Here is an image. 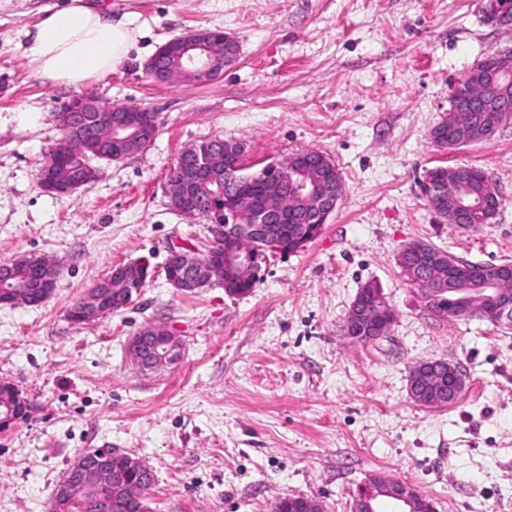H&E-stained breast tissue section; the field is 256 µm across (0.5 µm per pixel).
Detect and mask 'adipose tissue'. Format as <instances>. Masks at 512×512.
<instances>
[{"label":"adipose tissue","instance_id":"adipose-tissue-1","mask_svg":"<svg viewBox=\"0 0 512 512\" xmlns=\"http://www.w3.org/2000/svg\"><path fill=\"white\" fill-rule=\"evenodd\" d=\"M26 37L28 56L40 72L78 86L114 70L136 43L138 32L127 17H112L85 0H68L27 30Z\"/></svg>","mask_w":512,"mask_h":512}]
</instances>
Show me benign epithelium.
I'll return each mask as SVG.
<instances>
[{"mask_svg": "<svg viewBox=\"0 0 512 512\" xmlns=\"http://www.w3.org/2000/svg\"><path fill=\"white\" fill-rule=\"evenodd\" d=\"M210 36L196 31L186 36L170 40L159 49V53L174 59L173 65L160 69L153 64L147 65L149 75L158 83L176 82L184 73H191L198 81H207L215 72L214 53L208 50L206 41ZM60 125L68 131L78 134L79 140H96L105 132L117 143H125L139 138L145 128L155 124L154 116L145 114L135 116L127 108L100 109L87 99H75L59 113ZM184 179L180 193L179 211L208 220L205 251L196 257L181 246L170 248L165 263L167 282L178 290L203 288L213 283L246 279L253 274L255 252L243 245L248 239H255L260 248L273 256L283 253L280 241L276 240L272 230L274 224L288 223V208L281 202L285 191V182L276 178L262 181L265 202L260 207L244 199L232 209L233 223H223V208L212 206L205 210L199 195L190 186L196 183V172L182 168ZM462 181V175L456 174L448 184H427L428 196L450 195ZM41 186L49 193L65 195L82 187L80 182L63 183L52 174L50 166H45ZM300 195L305 199L304 224L314 227L327 223L336 209L339 200L340 185H332L319 179H312L303 185ZM445 258L457 267L467 268L464 275H450L446 278L432 277L426 282L427 291L432 294L448 293L455 301L453 316L457 318L489 314L496 324L512 325V299L500 289L499 284L490 279L473 277L476 263L440 252L432 257L430 269H435L439 258ZM29 291L9 282L0 281V304H26ZM132 292L125 290L110 296L98 289H92L77 304V307L90 319H97L108 313L110 303L119 306L130 302ZM371 296L358 291L352 302L343 334L353 343L366 344L384 337L394 322V315L386 312L389 305L385 298L376 296L378 311H368ZM132 362L142 371H155L174 363L179 357V343L175 336L162 328H145L133 336L129 348ZM424 360L414 364L408 373L407 389L410 396L423 406L433 408L443 405L444 399L430 393L427 386L448 389V397H453L465 385V375L459 365L447 362L448 375L437 371L426 372ZM20 394L10 387V394L0 398V428H7L17 421L16 402ZM138 473L141 487L154 481L151 469L139 458L128 453L112 450L99 451L93 455H80L64 472L56 485L54 499L66 500L75 493L92 499L96 512H112V488L124 486L127 494L132 495L135 488L129 485L131 475ZM364 485L370 490V496L357 498L353 503V512H375L374 503L384 498L397 506V512H417L427 502L417 488L409 483L376 473L371 475Z\"/></svg>", "mask_w": 512, "mask_h": 512, "instance_id": "1", "label": "benign epithelium"}]
</instances>
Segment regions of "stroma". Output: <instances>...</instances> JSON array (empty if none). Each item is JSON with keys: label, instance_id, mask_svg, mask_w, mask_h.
I'll use <instances>...</instances> for the list:
<instances>
[{"label": "stroma", "instance_id": "35a3bbf8", "mask_svg": "<svg viewBox=\"0 0 512 512\" xmlns=\"http://www.w3.org/2000/svg\"><path fill=\"white\" fill-rule=\"evenodd\" d=\"M140 35L111 72L79 87L44 77L25 32L65 0H0V264L45 258L58 270L43 304L0 306V382L33 406L0 429V512H50L63 472L112 448L154 474L148 512H272L304 495L352 512L371 474L414 485L436 512H512V326L441 316L401 273L421 241L462 259L512 263V118L484 142L439 148L459 80L512 52V26L482 0H94ZM220 29L236 61L204 82L161 84L158 47ZM158 114L145 150L100 164L94 183L58 196L39 183L73 96ZM242 143L260 170L304 150L335 161L344 193L320 234L262 265L256 288L193 293L167 283L170 246L201 245L206 221L165 194L185 148ZM482 167L502 198L492 224L440 221L427 170ZM150 262L123 309L81 324L70 309L114 267ZM393 308L386 337L354 344L342 327L365 284ZM165 328L181 357L139 372L126 355L142 328ZM444 359L465 387L444 408L418 405L409 368Z\"/></svg>", "mask_w": 512, "mask_h": 512}]
</instances>
